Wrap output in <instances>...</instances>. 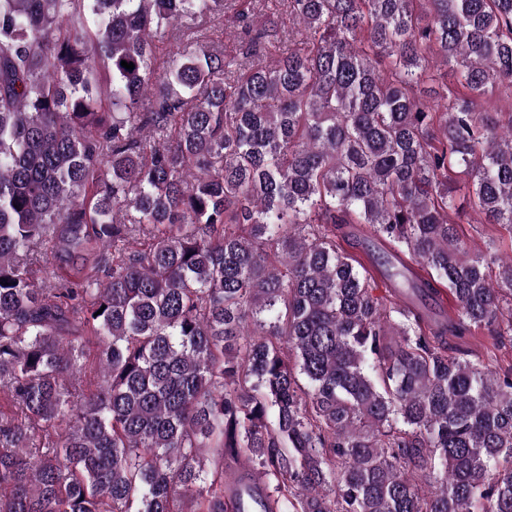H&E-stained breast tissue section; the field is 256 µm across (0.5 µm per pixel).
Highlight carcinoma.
Wrapping results in <instances>:
<instances>
[{
  "instance_id": "1",
  "label": "carcinoma",
  "mask_w": 512,
  "mask_h": 512,
  "mask_svg": "<svg viewBox=\"0 0 512 512\" xmlns=\"http://www.w3.org/2000/svg\"><path fill=\"white\" fill-rule=\"evenodd\" d=\"M224 2L0 0V512H243L229 470L261 512H512V365L446 342L512 336V255L460 239L450 176L512 228V113L478 104L512 0H288L307 48L157 72Z\"/></svg>"
}]
</instances>
